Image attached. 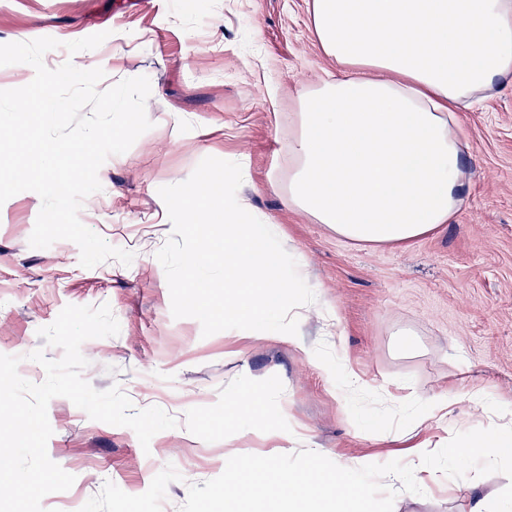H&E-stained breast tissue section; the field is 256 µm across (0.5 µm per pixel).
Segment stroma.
Here are the masks:
<instances>
[{
	"mask_svg": "<svg viewBox=\"0 0 512 512\" xmlns=\"http://www.w3.org/2000/svg\"><path fill=\"white\" fill-rule=\"evenodd\" d=\"M106 33L97 48L66 43ZM59 41L43 61L103 68L101 88L148 77L151 128L110 156L81 222L133 253L87 269L68 240L35 249L28 240L41 208L32 191L0 205V354L29 360L45 345L39 328L68 305L109 304L118 335L85 341L82 375L99 391L119 386L134 410L157 407L175 428L142 448L135 432L90 419L64 397L48 405L52 461L73 486L47 495L46 512H180L188 486L219 476L227 452L271 456L263 419L224 423L225 404L262 393L287 453L320 449L331 460H406L414 446L445 463L427 484L385 478L393 512H489L512 491V465L448 461L453 443L491 423L467 398L482 389L512 402V84L461 113L463 203L452 223L406 244L339 240L289 209L288 133L300 100L335 74L313 31L309 0H0V44ZM239 163L237 191L304 266L318 297L299 326V344L279 332L256 338L230 329L203 336L197 319L174 318L158 251L172 223L158 190L187 180L206 157ZM329 360L320 370L313 356ZM359 375L348 394L342 376ZM408 384L416 399L400 403ZM457 394L446 419L416 425L418 401Z\"/></svg>",
	"mask_w": 512,
	"mask_h": 512,
	"instance_id": "obj_1",
	"label": "stroma"
}]
</instances>
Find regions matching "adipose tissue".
Masks as SVG:
<instances>
[{"label": "adipose tissue", "mask_w": 512, "mask_h": 512, "mask_svg": "<svg viewBox=\"0 0 512 512\" xmlns=\"http://www.w3.org/2000/svg\"><path fill=\"white\" fill-rule=\"evenodd\" d=\"M338 68L301 101L288 142V206L337 238L402 244L451 223L462 203L457 118L512 77V0H310ZM456 460L512 462V403Z\"/></svg>", "instance_id": "obj_1"}]
</instances>
